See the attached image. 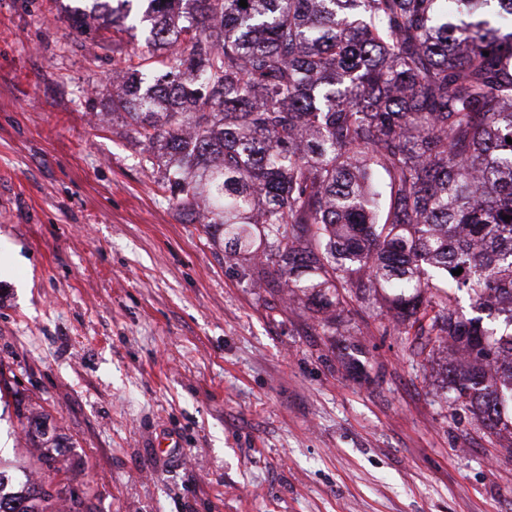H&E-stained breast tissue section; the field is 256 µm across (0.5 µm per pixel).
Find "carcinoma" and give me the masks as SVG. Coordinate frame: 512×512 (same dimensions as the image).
<instances>
[{"label":"carcinoma","instance_id":"1","mask_svg":"<svg viewBox=\"0 0 512 512\" xmlns=\"http://www.w3.org/2000/svg\"><path fill=\"white\" fill-rule=\"evenodd\" d=\"M86 2L70 27L102 21L112 115L186 221L224 228L252 285L306 298L327 330L381 294L417 354L452 342L448 401L511 430L512 29L482 15L512 0ZM64 491L0 460V512Z\"/></svg>","mask_w":512,"mask_h":512}]
</instances>
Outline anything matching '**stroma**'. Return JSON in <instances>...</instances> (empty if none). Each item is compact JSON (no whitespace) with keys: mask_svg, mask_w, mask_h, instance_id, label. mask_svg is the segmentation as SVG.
I'll list each match as a JSON object with an SVG mask.
<instances>
[{"mask_svg":"<svg viewBox=\"0 0 512 512\" xmlns=\"http://www.w3.org/2000/svg\"><path fill=\"white\" fill-rule=\"evenodd\" d=\"M68 3L0 0V459L67 484L55 512H512V435L449 407L447 349L376 296L330 336L242 279L108 116Z\"/></svg>","mask_w":512,"mask_h":512,"instance_id":"1","label":"stroma"}]
</instances>
